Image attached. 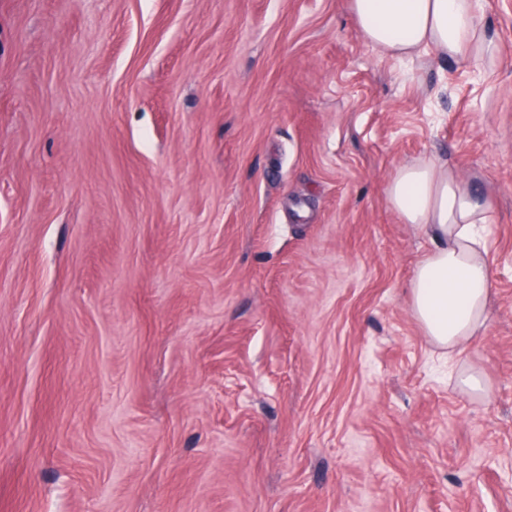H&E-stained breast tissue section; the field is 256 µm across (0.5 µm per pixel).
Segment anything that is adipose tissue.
Listing matches in <instances>:
<instances>
[{
  "mask_svg": "<svg viewBox=\"0 0 512 512\" xmlns=\"http://www.w3.org/2000/svg\"><path fill=\"white\" fill-rule=\"evenodd\" d=\"M350 8L365 40L390 59L495 53L479 20L480 0H350ZM385 193L403 223L434 242L409 283L413 315L434 344L461 350L483 333L493 296L485 233L492 205L457 167L431 159L401 165Z\"/></svg>",
  "mask_w": 512,
  "mask_h": 512,
  "instance_id": "obj_1",
  "label": "adipose tissue"
}]
</instances>
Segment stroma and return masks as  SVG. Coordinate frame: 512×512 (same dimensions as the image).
<instances>
[{"instance_id": "1", "label": "stroma", "mask_w": 512, "mask_h": 512, "mask_svg": "<svg viewBox=\"0 0 512 512\" xmlns=\"http://www.w3.org/2000/svg\"><path fill=\"white\" fill-rule=\"evenodd\" d=\"M481 6L490 79L381 59L349 0H0V512H512V0ZM423 158L494 208L452 358L385 201Z\"/></svg>"}]
</instances>
